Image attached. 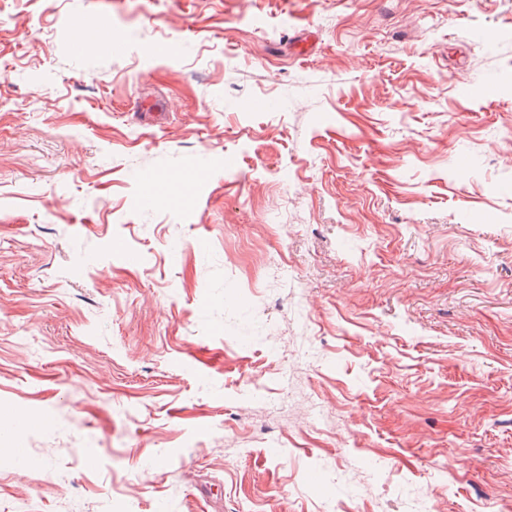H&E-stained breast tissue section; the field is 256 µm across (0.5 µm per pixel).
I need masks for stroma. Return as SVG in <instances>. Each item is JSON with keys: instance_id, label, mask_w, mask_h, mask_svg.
<instances>
[{"instance_id": "stroma-1", "label": "stroma", "mask_w": 512, "mask_h": 512, "mask_svg": "<svg viewBox=\"0 0 512 512\" xmlns=\"http://www.w3.org/2000/svg\"><path fill=\"white\" fill-rule=\"evenodd\" d=\"M28 416L0 512H512V0H0Z\"/></svg>"}]
</instances>
